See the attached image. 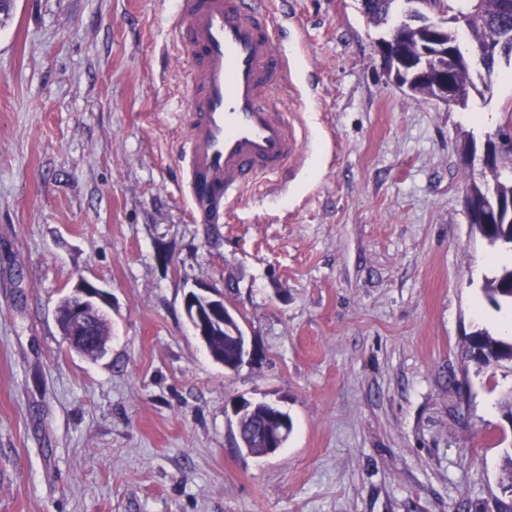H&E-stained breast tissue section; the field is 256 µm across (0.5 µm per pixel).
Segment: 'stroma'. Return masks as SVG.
<instances>
[{
  "instance_id": "1",
  "label": "stroma",
  "mask_w": 512,
  "mask_h": 512,
  "mask_svg": "<svg viewBox=\"0 0 512 512\" xmlns=\"http://www.w3.org/2000/svg\"><path fill=\"white\" fill-rule=\"evenodd\" d=\"M177 6L0 13V512H497L512 371L462 355L502 333L464 195L512 80L465 108L410 98L358 0H274L292 85L271 96L306 147L199 224ZM82 279L112 297L94 361L56 321ZM204 287L241 314L238 371L185 316ZM240 396L290 414L275 455L239 449Z\"/></svg>"
}]
</instances>
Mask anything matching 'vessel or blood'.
I'll return each mask as SVG.
<instances>
[{
  "label": "vessel or blood",
  "instance_id": "b4317fda",
  "mask_svg": "<svg viewBox=\"0 0 512 512\" xmlns=\"http://www.w3.org/2000/svg\"><path fill=\"white\" fill-rule=\"evenodd\" d=\"M281 26L270 0H178L172 35L194 60L180 152L205 223H218L225 202L303 147L302 124L270 101L272 88L289 82Z\"/></svg>",
  "mask_w": 512,
  "mask_h": 512
}]
</instances>
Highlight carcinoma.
<instances>
[{
	"instance_id": "carcinoma-1",
	"label": "carcinoma",
	"mask_w": 512,
	"mask_h": 512,
	"mask_svg": "<svg viewBox=\"0 0 512 512\" xmlns=\"http://www.w3.org/2000/svg\"><path fill=\"white\" fill-rule=\"evenodd\" d=\"M359 5L366 18L391 39V56L384 59L389 71L392 54L398 52V47L414 49L427 21L440 15L438 48L427 59L428 66L434 71L439 66L446 69L448 79L461 89L464 107L474 95L483 97L490 91L502 66L512 68V0H359ZM397 76L408 85L406 95L411 98L436 95L429 77L412 65L402 63ZM507 198L512 199V176L505 178L499 170L484 171L467 185L464 204L469 224L488 245L512 252V213H505L499 224L480 223L483 206ZM482 295L496 309L512 307V265L502 266L494 277L486 279ZM209 351L216 361L232 355V337L224 328L214 329ZM463 356L480 369L512 366V339L496 338L479 328L469 336ZM262 422L259 415L253 414L240 423L241 436L253 454L269 452L259 433Z\"/></svg>"
}]
</instances>
